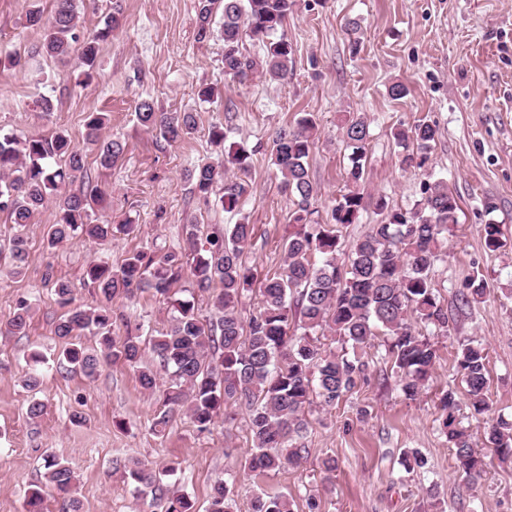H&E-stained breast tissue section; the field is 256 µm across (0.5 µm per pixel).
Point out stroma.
<instances>
[{
	"mask_svg": "<svg viewBox=\"0 0 512 512\" xmlns=\"http://www.w3.org/2000/svg\"><path fill=\"white\" fill-rule=\"evenodd\" d=\"M35 7L50 11L52 0H0V127L22 137L57 130L79 145L87 113H107L104 134L122 141L125 152L103 169L94 149L85 150L88 171L108 194L107 207L94 217L115 224L129 218L137 229L101 245L75 238L51 248L49 204L24 229L29 256L23 273L0 272V319L22 298L35 309L26 335H0V512H24L26 492L44 481L47 454L74 470L82 512H134L130 487L114 466L118 460L166 472L167 483L190 496L197 512H206L219 480L233 490V512H251L253 499L265 492L287 495L293 512H308L312 497L321 512H512V464L500 462L485 437L489 423L512 421V0H295L285 26L294 49L287 82L256 77L241 84L224 77L223 41H198L197 0H123L124 25L102 45L86 86L75 82L77 59L35 55L41 32L25 22ZM11 55L23 57V64L6 65ZM396 80L409 88L399 100L387 93ZM205 85L222 89L223 98L200 101L197 91ZM44 95L54 103L48 117L39 106ZM144 99L164 112L195 113L194 135L158 149L154 132L136 121L135 107ZM307 113L318 126L308 163L320 219L345 188L340 126L356 113L370 124L366 197L381 195L389 209L405 210L419 200L427 176L447 179L459 225L433 279L449 330L433 338L440 358L416 399L404 398L390 364L367 349L356 387L336 405L309 414L307 458L256 475L244 469L252 446L245 411L201 432L177 410L158 436L151 424L163 393L142 389L135 368L109 362L92 379L72 371L60 357L54 325L62 309L45 275L68 281L77 304L94 307L99 297L84 279L91 259L117 266L133 251H180L188 222L205 234L213 225L235 223L221 206L185 189L188 170L212 152L209 129L220 123L228 145L252 153L243 212L254 237L246 260L262 274L277 269L295 206L271 164L270 136ZM421 121L439 130L429 162L402 169L393 132ZM489 201L494 211H487ZM491 220L505 242L495 252L486 248L482 231ZM476 273L488 283L484 296L458 307V295ZM111 308L115 335L154 336L167 327L172 302L145 291L115 295ZM471 339L490 356L489 409L478 416L463 403L456 368L457 352ZM35 350L44 356L38 397L45 413L33 421L20 376ZM448 389L461 400L459 420L486 462L473 486L458 476L441 430L438 399ZM76 412L78 424L71 421ZM412 451L426 459L425 468L405 470L402 461ZM329 458L336 469L327 475L322 463Z\"/></svg>",
	"mask_w": 512,
	"mask_h": 512,
	"instance_id": "obj_1",
	"label": "stroma"
}]
</instances>
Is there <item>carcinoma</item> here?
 Wrapping results in <instances>:
<instances>
[{
  "instance_id": "cac0c4a2",
  "label": "carcinoma",
  "mask_w": 512,
  "mask_h": 512,
  "mask_svg": "<svg viewBox=\"0 0 512 512\" xmlns=\"http://www.w3.org/2000/svg\"><path fill=\"white\" fill-rule=\"evenodd\" d=\"M80 0H53L49 17L38 8L26 12L30 27L42 31L36 53L65 60L78 56L80 83L93 78L101 44L124 22L122 0H111L110 11L90 33L81 30ZM223 5L224 75L240 83L259 76L283 81L291 70L293 47L284 26L294 0H198L197 39L213 35L215 5ZM259 47L256 55L245 53V43ZM135 114L145 128L169 144L185 140L196 130L191 112H161L151 100L140 101ZM108 123L104 112L86 117V143L98 150L99 165L110 168L123 154L125 145L106 139ZM317 128L307 113L293 127H282L272 135V165L284 189L294 197L295 210L288 234L283 239L284 261L274 272L259 276L244 255L252 246L253 225L244 221L214 229L206 236L207 246H198L197 225H186L187 250L155 255L138 251L128 255L117 268L105 261H90L84 276L100 297V305L86 310L75 303L72 289L62 280L47 277L55 301L65 308L57 321L55 336L64 340L62 351L72 369L94 377L101 364L123 361L139 369L146 390L157 387V371L144 363L150 349L168 374L164 390L167 409L153 420L151 428L161 434L170 412L183 408L200 432L210 430L215 419H232L231 409L248 412L252 452L246 468L259 474L300 463L307 454L302 442L307 428L306 413L314 402L333 406L355 387L365 364L348 356L347 349H363L383 336L387 354L398 374L399 388L413 400L431 377L438 358L437 348L409 318L426 328H448V312L434 292L433 268L448 237L459 224V205L445 180L428 176L420 199L412 208L388 213L387 220L374 224L350 246L347 262H339L343 230L356 223L365 209L360 190L367 161L369 123L359 114L343 126V144L348 151L346 186L331 207L330 220L313 219L318 192L308 169ZM438 131L427 122L398 129L394 138L404 153V167L422 169L429 160ZM226 132L221 125L209 130V140L220 154L209 157L188 171V193L205 201L213 195L231 212L249 194L246 177L251 153L244 148L225 151ZM80 182V189L69 186ZM107 200L106 192L87 174L82 149L72 145L62 132L31 135L25 139L0 128V213L23 228L54 202L53 222L48 225V245L76 237L99 244L112 237L108 222L90 218L94 206ZM488 250L504 246L500 225H483ZM28 258L27 239L21 233L0 247V261L20 274ZM190 279L203 292H212V315L204 318L194 299L173 300V315L159 335L144 340L128 333L113 336L112 297L151 291L170 298L174 286ZM258 288L255 313L243 321L242 299ZM486 281L479 275L469 280V292L461 303L480 299ZM32 304L21 299L0 320V333L24 336L31 324ZM89 334L99 349L82 345ZM332 336L341 351L325 347L324 336ZM469 405L475 413L489 408L486 347L481 343L462 345L456 356ZM442 425L454 450L458 471L469 481L481 477L484 460L474 450L470 434L458 427L459 404L448 390L439 399ZM487 442L502 461L512 460V428L504 423L489 426ZM45 486L62 500L61 512H80L72 495L74 471L49 454L44 458ZM137 500L150 498L156 512H196L194 502L172 491L156 470L139 463H119ZM43 486V487H45ZM43 487L33 485L25 499L26 512H43ZM232 489L217 482L211 492L208 512H232ZM252 512H291L288 498L260 494Z\"/></svg>"
}]
</instances>
